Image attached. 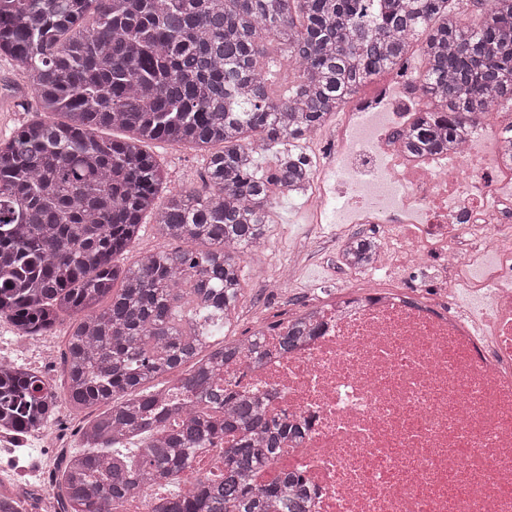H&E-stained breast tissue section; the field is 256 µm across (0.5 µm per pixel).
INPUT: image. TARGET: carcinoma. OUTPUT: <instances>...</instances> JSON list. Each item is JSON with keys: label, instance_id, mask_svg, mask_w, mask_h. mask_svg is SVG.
Returning a JSON list of instances; mask_svg holds the SVG:
<instances>
[{"label": "carcinoma", "instance_id": "carcinoma-1", "mask_svg": "<svg viewBox=\"0 0 512 512\" xmlns=\"http://www.w3.org/2000/svg\"><path fill=\"white\" fill-rule=\"evenodd\" d=\"M272 43L298 71L285 96L269 81ZM414 47L427 111L407 154L448 148L483 112H512V0H0V58L26 75L40 111L0 141V318L43 336L71 317L68 401L109 405L83 429L90 452L60 471L64 512H114L228 436L224 475L153 512H306L290 482H248L288 442V423L212 369L262 355L260 342L214 349L202 327L231 326L245 254L308 176L294 153L261 175L256 153L279 156L321 130ZM110 127L124 137L97 135ZM155 140L207 152L202 190L157 203L167 173L146 150ZM145 217L189 248L117 264ZM187 363L183 402L166 408L168 389H144ZM58 408L44 376L0 366V428L46 425ZM114 437H141L146 451L133 463Z\"/></svg>", "mask_w": 512, "mask_h": 512}]
</instances>
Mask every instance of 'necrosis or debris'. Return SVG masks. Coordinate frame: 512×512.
<instances>
[{
  "label": "necrosis or debris",
  "instance_id": "obj_1",
  "mask_svg": "<svg viewBox=\"0 0 512 512\" xmlns=\"http://www.w3.org/2000/svg\"><path fill=\"white\" fill-rule=\"evenodd\" d=\"M423 107L418 80L390 78L350 99L305 155L313 222L342 197L337 223L378 225L370 271L388 287L256 320L265 355L222 373L299 427L250 479L299 477L309 512H512V113H483L459 146L412 159L399 138ZM399 265L435 275L403 283ZM294 322L303 337L280 350ZM75 431L61 413L29 437L0 430V444L64 448ZM223 473V445L199 449L166 494Z\"/></svg>",
  "mask_w": 512,
  "mask_h": 512
}]
</instances>
